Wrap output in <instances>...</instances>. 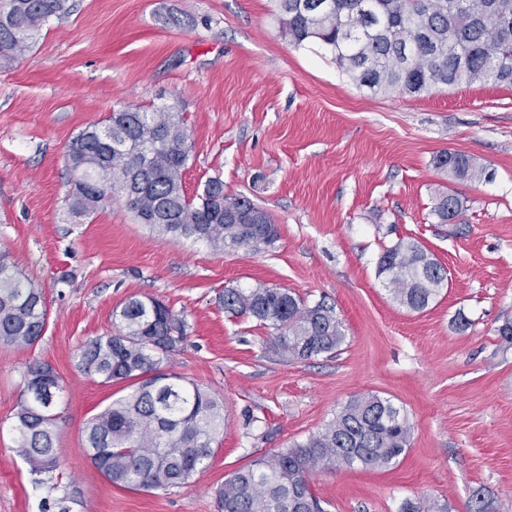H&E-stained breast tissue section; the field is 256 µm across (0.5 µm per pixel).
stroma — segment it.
Instances as JSON below:
<instances>
[{
	"label": "stroma",
	"mask_w": 512,
	"mask_h": 512,
	"mask_svg": "<svg viewBox=\"0 0 512 512\" xmlns=\"http://www.w3.org/2000/svg\"><path fill=\"white\" fill-rule=\"evenodd\" d=\"M26 56L0 68V252L45 291L48 319L30 348L0 346V512H218L215 488L267 453L322 430L350 398H390L411 424L389 469H317L325 512H400L439 500L469 512L481 492L512 512V86L492 81L420 96L357 86L322 46H294L275 0H69ZM182 112L188 195L217 178L278 227L261 251L217 250L139 223L122 198L69 212L67 150L113 110ZM458 151L485 171L449 180L435 156ZM460 199L453 224L431 213L436 192ZM447 271L424 311L394 302L376 273L400 237ZM285 288L325 300L345 340L332 355L288 358L273 329L225 313L230 287ZM153 297L185 322L165 373L224 407L215 455L168 490L113 486L84 446L88 420L123 396L80 373L88 339L112 314ZM464 313L470 325L458 330ZM63 389L54 407L55 490L34 488L12 424L33 362Z\"/></svg>",
	"instance_id": "obj_1"
}]
</instances>
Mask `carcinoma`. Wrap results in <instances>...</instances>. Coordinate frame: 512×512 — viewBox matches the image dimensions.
<instances>
[{
  "mask_svg": "<svg viewBox=\"0 0 512 512\" xmlns=\"http://www.w3.org/2000/svg\"><path fill=\"white\" fill-rule=\"evenodd\" d=\"M282 33L296 46L315 41L360 87L375 94L421 95L439 86L493 81L512 85V0H333L316 12L302 0H278ZM68 0H0V67L30 51L44 25L65 16ZM190 145L182 113L126 108L104 127L71 142L70 210L86 216L107 196H121L139 221L175 238L203 240L218 249L259 250L278 238L270 216L244 197L224 194L211 178L189 196L184 188ZM437 168L455 181L475 182L483 169L462 152L444 151ZM452 192L435 196L433 214L446 224L457 217ZM378 275L412 312L440 295L445 268L419 242L399 239L379 257ZM224 312L247 314L275 330V343L297 360L334 354L345 340L334 306L313 304L280 288H226ZM117 333L85 342L77 369L104 383L132 390L94 415L85 427L86 448L100 452L92 465L121 488L157 490L189 481L215 454L224 427L223 407L193 382L162 372L185 339L184 321L162 302L128 301L113 314ZM44 291L0 254V344L27 348L45 330ZM60 377L48 364L27 368L24 400L15 415L16 453L43 486L59 467L53 408ZM411 425L390 399L377 394L350 399L326 427L290 448L257 458L214 491L220 512H323L310 487L318 468L385 469L410 443Z\"/></svg>",
  "mask_w": 512,
  "mask_h": 512,
  "instance_id": "carcinoma-1",
  "label": "carcinoma"
}]
</instances>
